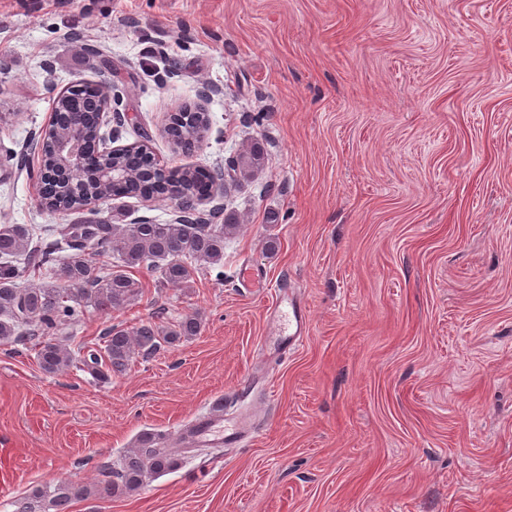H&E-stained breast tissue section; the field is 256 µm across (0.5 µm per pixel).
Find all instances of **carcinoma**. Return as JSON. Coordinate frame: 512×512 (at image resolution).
Wrapping results in <instances>:
<instances>
[{
	"instance_id": "carcinoma-1",
	"label": "carcinoma",
	"mask_w": 512,
	"mask_h": 512,
	"mask_svg": "<svg viewBox=\"0 0 512 512\" xmlns=\"http://www.w3.org/2000/svg\"><path fill=\"white\" fill-rule=\"evenodd\" d=\"M197 119L193 114L182 117L170 136L188 150L194 137L190 129ZM75 126L90 128V117L83 112H65L59 129ZM126 179L115 185L125 196L163 194L172 186L191 193L201 192L210 178L203 168H163L156 160L132 151L116 157ZM265 161L264 149L252 144L236 156L235 166L247 176L260 170ZM48 197L58 201L61 212L82 210L78 202H68V186L54 183ZM240 228L235 212L197 214L182 221L132 224L122 228L106 220H77L60 224L49 231L53 240L32 243L29 229L23 224H0V344H12L29 336L36 340V358L47 374L67 367L74 356L67 345L54 337L61 326L73 324L84 315L85 308L109 315L126 308L141 294V285L131 270L148 268L160 282L174 287L186 286L200 267H211L224 260V239ZM114 259L113 268L101 274L92 265L93 256ZM51 275V282L33 288H20L17 280L23 273ZM202 319L190 314L170 325L142 323L132 329L114 326L102 337L104 347L88 349L78 346L82 370L106 380L110 375L126 372L137 356H145L162 346L197 335ZM182 464L180 454L154 445V437L144 435L138 447L129 450L116 467L108 468L106 479L95 483L59 482L33 490L16 502L15 512H70L71 503L79 498L118 497L137 491L149 474L174 471Z\"/></svg>"
}]
</instances>
